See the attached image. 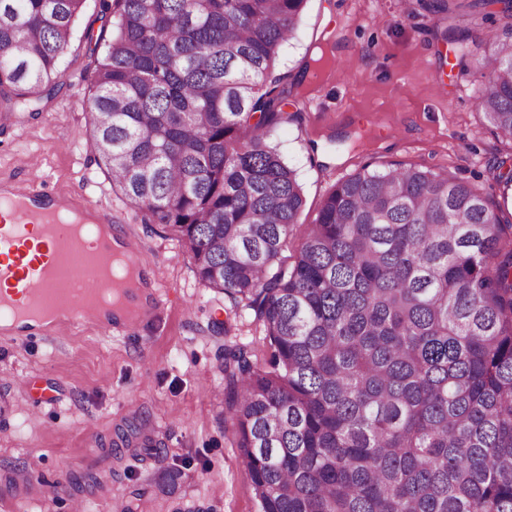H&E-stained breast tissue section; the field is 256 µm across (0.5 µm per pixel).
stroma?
I'll return each instance as SVG.
<instances>
[{
    "mask_svg": "<svg viewBox=\"0 0 512 512\" xmlns=\"http://www.w3.org/2000/svg\"><path fill=\"white\" fill-rule=\"evenodd\" d=\"M100 9L87 0L61 63L62 88L38 115L0 108V181L39 173L58 193L111 203L122 232L148 259L167 304L126 332L92 326L54 342L38 332L0 342V512H257L224 411V349L245 344L264 359L263 329L243 305L199 283L174 231L142 223L112 189L92 147L84 103L91 84L84 28ZM512 19L486 20L468 0L432 14L418 0H307L275 72L291 94L271 141L303 188L300 223H313L331 188L363 166L453 173L507 213L512 183L496 166L512 146L474 103L481 63L459 38L482 39ZM33 376L35 388L20 387ZM164 443L163 457L108 456L118 431ZM95 471L84 494L74 476Z\"/></svg>",
    "mask_w": 512,
    "mask_h": 512,
    "instance_id": "1",
    "label": "stroma"
}]
</instances>
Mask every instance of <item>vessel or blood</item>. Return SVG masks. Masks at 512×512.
Wrapping results in <instances>:
<instances>
[{
	"label": "vessel or blood",
	"mask_w": 512,
	"mask_h": 512,
	"mask_svg": "<svg viewBox=\"0 0 512 512\" xmlns=\"http://www.w3.org/2000/svg\"><path fill=\"white\" fill-rule=\"evenodd\" d=\"M73 210L93 214L108 226L117 221L111 208L81 193L50 192L34 175L15 186L11 197L0 196V320L34 322L65 310L64 319L46 329L53 339L87 324L108 331L120 321L92 301L97 293L117 291V282L92 275L83 285L73 286L56 276L59 265L82 250L69 228L58 221ZM162 304L161 296L152 294L146 302L132 305L120 322L135 326L155 317Z\"/></svg>",
	"instance_id": "1"
}]
</instances>
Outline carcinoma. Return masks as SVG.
Listing matches in <instances>:
<instances>
[{
	"label": "carcinoma",
	"instance_id": "cac0c4a2",
	"mask_svg": "<svg viewBox=\"0 0 512 512\" xmlns=\"http://www.w3.org/2000/svg\"><path fill=\"white\" fill-rule=\"evenodd\" d=\"M86 0H0V103L40 110ZM307 0H101L87 25L97 166L266 357L224 347L257 512H512V220L448 173L364 166L304 205L269 139ZM475 103L512 141V32Z\"/></svg>",
	"mask_w": 512,
	"mask_h": 512
}]
</instances>
